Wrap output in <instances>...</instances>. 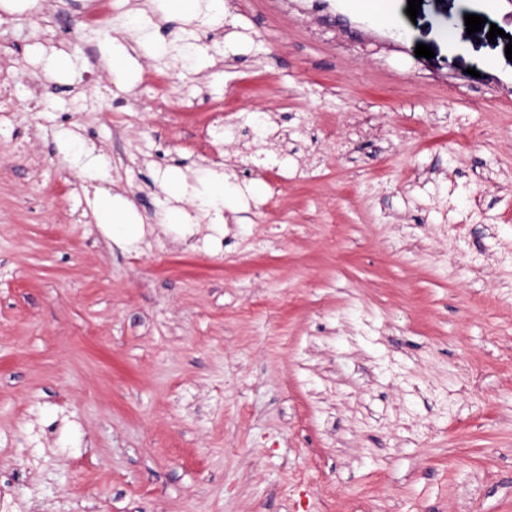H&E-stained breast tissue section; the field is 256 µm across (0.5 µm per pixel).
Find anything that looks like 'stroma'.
<instances>
[{"instance_id":"stroma-1","label":"stroma","mask_w":512,"mask_h":512,"mask_svg":"<svg viewBox=\"0 0 512 512\" xmlns=\"http://www.w3.org/2000/svg\"><path fill=\"white\" fill-rule=\"evenodd\" d=\"M89 2L0 0L9 512H512V0ZM388 2L387 0H352V5L378 25L387 27L393 24V14ZM100 210L105 218V224H113V233L122 236H134L138 233L137 225L131 220L128 211L113 199L104 198L101 201Z\"/></svg>"}]
</instances>
